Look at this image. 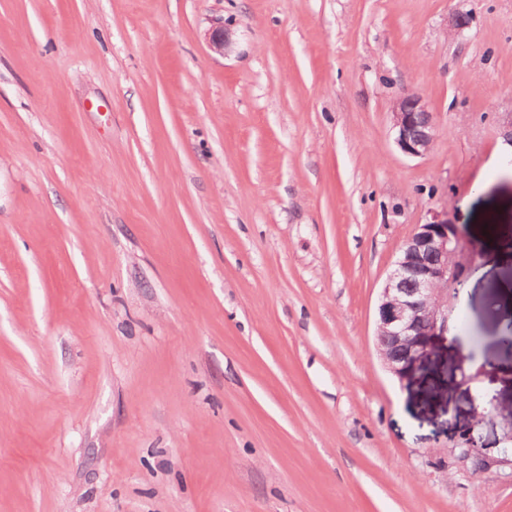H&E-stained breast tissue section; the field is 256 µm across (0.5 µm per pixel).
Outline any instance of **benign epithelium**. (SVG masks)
<instances>
[{"instance_id":"benign-epithelium-1","label":"benign epithelium","mask_w":512,"mask_h":512,"mask_svg":"<svg viewBox=\"0 0 512 512\" xmlns=\"http://www.w3.org/2000/svg\"><path fill=\"white\" fill-rule=\"evenodd\" d=\"M209 46L224 54L231 33L220 22L209 32ZM392 131L399 150L411 157L425 155L433 145L436 125L422 97L401 95L392 107ZM478 248L464 241L448 213L433 212L402 244L398 259L380 294L376 348L385 367L401 380L416 374L448 339V316L472 270ZM474 418L456 436V459L478 475L493 468L512 479V407L481 394L474 399ZM488 417L500 419L502 446L484 442L480 432Z\"/></svg>"}]
</instances>
